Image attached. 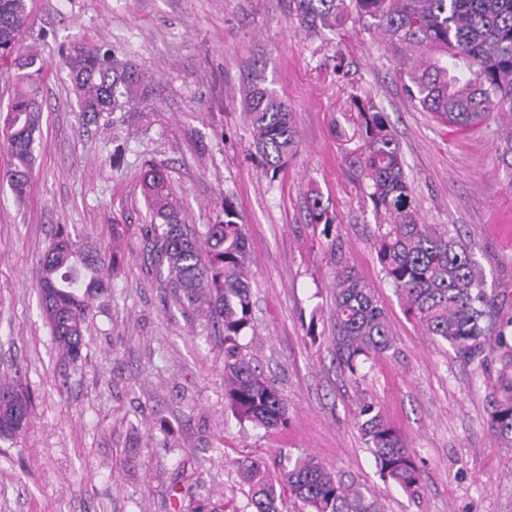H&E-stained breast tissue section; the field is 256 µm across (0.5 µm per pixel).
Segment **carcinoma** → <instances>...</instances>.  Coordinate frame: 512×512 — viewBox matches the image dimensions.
I'll return each instance as SVG.
<instances>
[{
  "label": "carcinoma",
  "mask_w": 512,
  "mask_h": 512,
  "mask_svg": "<svg viewBox=\"0 0 512 512\" xmlns=\"http://www.w3.org/2000/svg\"><path fill=\"white\" fill-rule=\"evenodd\" d=\"M298 28L339 29L352 18H371L387 37L399 70L406 73L410 99L442 123L468 129L492 112H512V0H294ZM29 26L27 0H0V65L17 72L12 100L0 123V148L10 162L0 172L22 198L33 176L35 143L41 134V106L35 76L44 68L22 41ZM77 111L88 120L128 112L149 70L82 35L63 47ZM365 151L362 171L376 214L388 220L374 242L376 259L404 311L424 331L448 344L456 356L482 368L497 356L495 383L488 389L489 426L512 447V343L495 309L472 249L456 230L423 224L405 160L387 116L369 103L358 106ZM245 118L266 173L276 177L297 154L299 135L288 105L255 83L246 95ZM143 197L150 216L144 237L156 277L167 282L187 307L204 313L224 335V402L241 425L264 430L288 424V406L253 363L242 342L253 328L251 270L245 225L224 200V219L199 234L187 228L183 207L164 170L149 168ZM308 223H337L336 214L312 189ZM40 306L61 355L81 356L90 301L79 288L103 286L101 261L80 250L61 228L40 260ZM336 352L340 366L358 381L362 366L394 357L398 346L375 288L347 267L334 276ZM32 399L21 378L0 382V439L26 426ZM358 429L381 478L410 499L421 497L422 469L416 453L384 418L376 403L362 399ZM248 487L250 512H279L283 495L302 512H383L358 486L309 457L279 454L277 472L265 462H236Z\"/></svg>",
  "instance_id": "cac0c4a2"
}]
</instances>
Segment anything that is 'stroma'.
<instances>
[{
  "mask_svg": "<svg viewBox=\"0 0 512 512\" xmlns=\"http://www.w3.org/2000/svg\"><path fill=\"white\" fill-rule=\"evenodd\" d=\"M23 37L44 70L42 137L23 201L0 183V381L33 400L25 431L0 440V512H248L236 471L278 450L331 467L384 512H512V447L491 431L486 372L424 336L385 279L373 243L353 98L384 112L426 224L473 245L486 289L512 316V169L499 156L512 115L461 130L412 102L387 40L370 21L299 31L292 0H29ZM150 68L144 107L81 121L63 44L73 34ZM288 102L296 158L266 176L243 116L253 79ZM164 169L190 230L232 199L248 237L254 363L288 404L286 427H240L224 408V338L181 306L149 268L141 176ZM317 189L338 222L308 224ZM117 258L92 302L85 346L63 359L39 303L40 257L58 227ZM376 289L397 356L351 380L336 359L334 272ZM316 322L317 338L306 334ZM373 400L416 448L423 497L384 483L356 424Z\"/></svg>",
  "mask_w": 512,
  "mask_h": 512,
  "instance_id": "obj_1",
  "label": "stroma"
}]
</instances>
